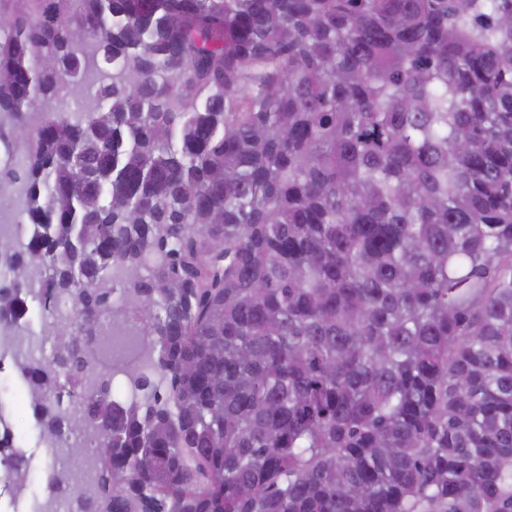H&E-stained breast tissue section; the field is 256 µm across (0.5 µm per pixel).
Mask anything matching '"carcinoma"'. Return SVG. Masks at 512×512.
Wrapping results in <instances>:
<instances>
[{"mask_svg":"<svg viewBox=\"0 0 512 512\" xmlns=\"http://www.w3.org/2000/svg\"><path fill=\"white\" fill-rule=\"evenodd\" d=\"M0 142L81 512H512V0H0Z\"/></svg>","mask_w":512,"mask_h":512,"instance_id":"1","label":"carcinoma"}]
</instances>
